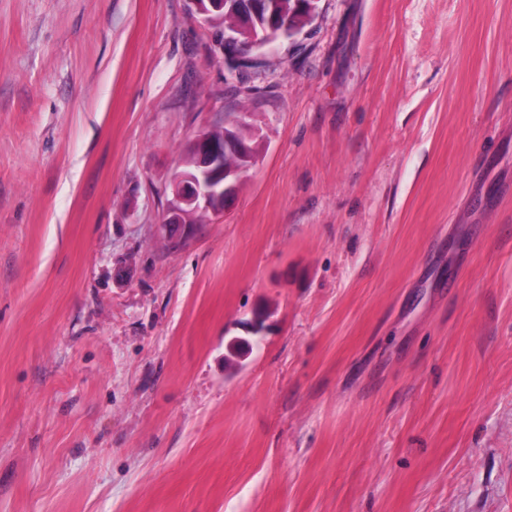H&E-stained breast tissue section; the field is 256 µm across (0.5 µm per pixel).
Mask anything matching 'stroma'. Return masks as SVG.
<instances>
[{"label": "stroma", "mask_w": 512, "mask_h": 512, "mask_svg": "<svg viewBox=\"0 0 512 512\" xmlns=\"http://www.w3.org/2000/svg\"><path fill=\"white\" fill-rule=\"evenodd\" d=\"M0 512H512V0H319L233 72L190 0H0ZM247 128L235 120H224V134L246 142L251 152L253 141L247 140ZM216 137L213 128L196 132L190 140L196 161L192 169L175 173L171 185L172 197L167 201L162 227L173 246L185 242L194 227L193 217L184 220L189 213L198 216L211 215L219 218L237 197L242 173L254 157L247 156L231 138ZM179 226L180 234L170 238V231Z\"/></svg>", "instance_id": "35a3bbf8"}]
</instances>
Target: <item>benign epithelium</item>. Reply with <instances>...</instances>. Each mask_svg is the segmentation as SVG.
Segmentation results:
<instances>
[{
  "instance_id": "benign-epithelium-1",
  "label": "benign epithelium",
  "mask_w": 512,
  "mask_h": 512,
  "mask_svg": "<svg viewBox=\"0 0 512 512\" xmlns=\"http://www.w3.org/2000/svg\"><path fill=\"white\" fill-rule=\"evenodd\" d=\"M196 13L206 24H211L212 10L224 4V43L220 47H241L240 34L247 30L251 41L271 43L277 37L271 32L256 28L250 16L256 14L254 0H191ZM196 161L191 169L175 173L171 185L172 197L167 201L162 227L169 232L179 227V236L171 239L172 245L185 242L193 225L184 223L190 213L219 218L237 197L242 173L253 158L231 138L216 137L213 129L204 128L190 140Z\"/></svg>"
}]
</instances>
